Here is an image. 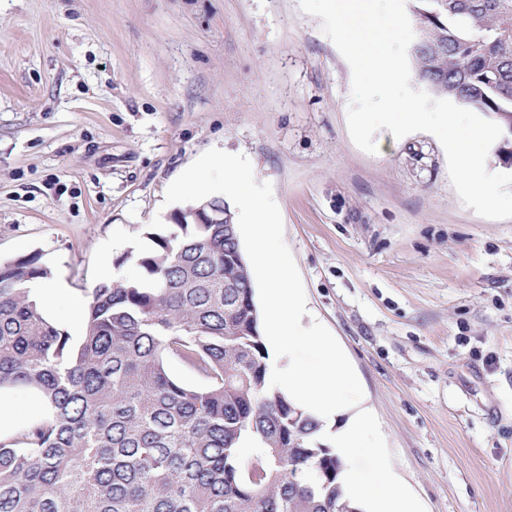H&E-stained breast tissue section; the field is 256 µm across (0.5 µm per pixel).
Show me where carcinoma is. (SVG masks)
Returning <instances> with one entry per match:
<instances>
[{"label": "carcinoma", "mask_w": 512, "mask_h": 512, "mask_svg": "<svg viewBox=\"0 0 512 512\" xmlns=\"http://www.w3.org/2000/svg\"><path fill=\"white\" fill-rule=\"evenodd\" d=\"M412 8L436 14L411 47L418 78L508 134L512 0ZM145 237L144 276L90 290L78 343L31 298L51 275L41 255L0 263V390L31 387L48 407L0 439V512H362L320 421L270 385L237 225L186 217ZM170 355L205 385L174 379Z\"/></svg>", "instance_id": "1"}]
</instances>
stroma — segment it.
Segmentation results:
<instances>
[{"mask_svg":"<svg viewBox=\"0 0 512 512\" xmlns=\"http://www.w3.org/2000/svg\"><path fill=\"white\" fill-rule=\"evenodd\" d=\"M351 69L299 0H0V261L69 294L142 277L203 152L273 187L309 314L336 337L426 512H512V218L466 207L440 142L347 124Z\"/></svg>","mask_w":512,"mask_h":512,"instance_id":"1","label":"stroma"}]
</instances>
